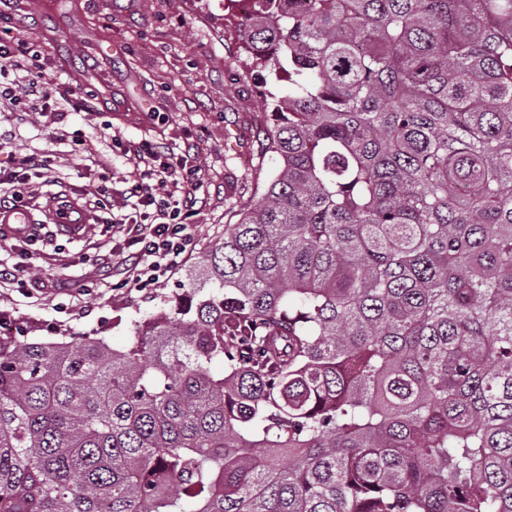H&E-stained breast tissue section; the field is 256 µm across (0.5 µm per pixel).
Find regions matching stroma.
<instances>
[{"label":"stroma","instance_id":"stroma-1","mask_svg":"<svg viewBox=\"0 0 512 512\" xmlns=\"http://www.w3.org/2000/svg\"><path fill=\"white\" fill-rule=\"evenodd\" d=\"M242 20L226 0H0V36L39 50L59 82L92 91L56 126L33 112L0 123V170L56 152L50 177L28 186L37 216L31 238L0 226V259L17 262L25 249L34 263L25 286L0 284V317L13 337L91 336L127 347L134 323L189 290V270L267 189L280 162L265 146L272 116L262 81L241 57ZM111 43L120 54L101 60L97 46ZM145 144L195 158L204 170L189 226L194 250L164 283L124 286L112 220L134 214L122 190L139 175L129 151ZM104 172L113 200L92 209L80 235L39 219L48 196L83 198Z\"/></svg>","mask_w":512,"mask_h":512}]
</instances>
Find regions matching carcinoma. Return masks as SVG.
I'll list each match as a JSON object with an SVG mask.
<instances>
[{
    "instance_id": "carcinoma-1",
    "label": "carcinoma",
    "mask_w": 512,
    "mask_h": 512,
    "mask_svg": "<svg viewBox=\"0 0 512 512\" xmlns=\"http://www.w3.org/2000/svg\"><path fill=\"white\" fill-rule=\"evenodd\" d=\"M255 10L280 170L131 347L0 341V512H512V0Z\"/></svg>"
}]
</instances>
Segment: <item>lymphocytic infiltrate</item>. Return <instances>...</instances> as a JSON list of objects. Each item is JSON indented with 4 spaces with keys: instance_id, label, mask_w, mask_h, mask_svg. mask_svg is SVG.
Segmentation results:
<instances>
[{
    "instance_id": "1",
    "label": "lymphocytic infiltrate",
    "mask_w": 512,
    "mask_h": 512,
    "mask_svg": "<svg viewBox=\"0 0 512 512\" xmlns=\"http://www.w3.org/2000/svg\"><path fill=\"white\" fill-rule=\"evenodd\" d=\"M23 71L22 82L5 81L7 69ZM76 88L60 90L54 77L47 72L36 50L22 43H12L0 38V99L18 105L23 95L35 96L41 102L40 115L46 124L58 122V100H72ZM135 155L144 165L140 180L131 186L130 196L142 207H154L158 220L150 224L131 221L126 231L127 246L136 248L137 262L124 269L125 280L137 285L159 284L168 278L177 265L180 255L192 252L191 236L187 231L189 211L184 206L182 192L201 186L204 179L202 167L182 161L171 163L149 147L136 149ZM55 164L53 152L23 157L16 171L0 173V184L7 185L8 194L1 198L11 208L25 205V185L29 173L46 174ZM149 258L147 267H140L141 258Z\"/></svg>"
}]
</instances>
